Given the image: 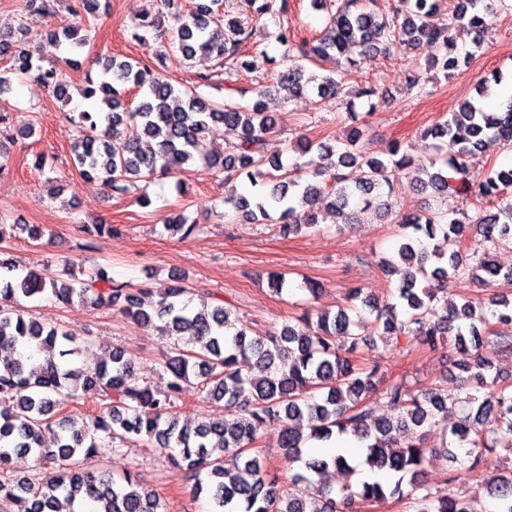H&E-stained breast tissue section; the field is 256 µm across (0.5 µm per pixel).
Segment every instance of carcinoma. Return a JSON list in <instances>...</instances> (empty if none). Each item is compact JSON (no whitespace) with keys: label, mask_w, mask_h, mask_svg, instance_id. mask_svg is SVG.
Here are the masks:
<instances>
[{"label":"carcinoma","mask_w":512,"mask_h":512,"mask_svg":"<svg viewBox=\"0 0 512 512\" xmlns=\"http://www.w3.org/2000/svg\"><path fill=\"white\" fill-rule=\"evenodd\" d=\"M156 2L157 13L137 14L136 28L164 38L158 64L98 58L100 72L87 74L80 89L89 110L65 115L81 178L99 179L112 196H134L147 207L150 199L138 181L190 171L206 143L232 130L236 138L207 156L212 174L224 175V209L252 223L274 224L285 237L316 227L321 206L336 215L338 225L360 223L359 215L371 208L393 218L396 248L382 271L400 276L394 302L382 304L372 292L351 288L336 313L322 312L314 323L304 319L306 331L285 322L260 333L219 298L191 306L184 273L170 275L162 288H127L114 282L107 265H96L78 281L46 269L20 272L0 251V505L7 512H84L89 505L95 512H165L159 495L135 470L115 476L86 466L92 457L120 454L124 446L143 441L196 475L193 499H205L206 512H346L354 496L368 507L406 498L414 512H475L462 493L434 495L423 475L439 451L470 470L485 465L498 448L512 452V384H500V370L478 354L495 334L493 326L512 324V299L502 291L494 294L487 313L482 303L451 291L464 282L512 287V267L496 261L498 249L512 244V202L492 215L485 209L509 194L512 167L479 176L468 164L494 142L512 150V98L496 112L481 103L489 84L502 82V73L480 79L478 98L460 100L446 119L426 130L432 151L426 163L398 140L388 158L371 156L362 144L365 124L352 112L354 126L345 137L334 145L301 139L299 152H315L317 158L286 165L268 153L276 118L261 99L248 105L209 101L173 84L163 66L169 53L177 52L186 67L203 55L230 69L250 70L246 48L261 32V19L288 14L289 0H240L232 8L223 0H194L188 13L170 14L168 26L163 10L172 8L173 0ZM440 2L397 0L388 19L374 11L373 0H341L321 35L297 47L291 28L278 27L277 42L297 54L282 58L277 86L290 98L309 95L326 107L364 58L425 46L426 70L409 78L411 87L422 89L432 81L431 72L446 76L467 64L455 53L459 39L467 37L481 48L490 19L512 11V0H452L450 21L436 22ZM45 41L65 53L50 68L29 49L22 23L0 32V57L65 101L70 91L63 66L75 64L70 55L82 50L87 38L50 29ZM329 60L336 69L327 74L304 65ZM133 91L137 97L131 100ZM120 125L126 127L123 137L114 134ZM333 155L332 166L322 163ZM404 176L432 198L450 190L459 194L474 205V213L459 218L430 206L420 212L396 209L394 183ZM244 178L270 189L242 194L236 183ZM163 229L188 238L199 225L180 211ZM470 232L475 233L472 254L448 252L449 239L466 243ZM46 294L64 304L117 307L135 324L156 328L167 340L161 359L165 388L140 383L132 360L116 348L103 351L90 366L64 367L63 358L90 345H75L67 331L24 310L21 301ZM359 324L433 350L445 345L473 350L472 361L462 365L467 376L422 390L403 379L388 382L377 365L355 363L361 346L373 344L355 332ZM192 376L221 413L180 420L176 402ZM79 391L91 393L99 409L81 417L66 411ZM377 406L387 413L376 414ZM275 421L281 424V458L302 463L290 476L258 449L260 432ZM435 430L444 439L439 451L427 446ZM349 433L364 444V463L388 472L392 482L364 480L357 492L338 500L323 475L334 468L353 478L358 466L341 454L306 458L303 445ZM481 488L495 501L494 512H512V466L485 478Z\"/></svg>","instance_id":"obj_1"}]
</instances>
